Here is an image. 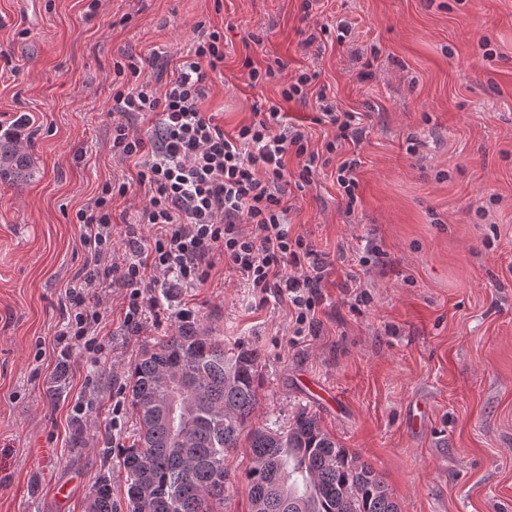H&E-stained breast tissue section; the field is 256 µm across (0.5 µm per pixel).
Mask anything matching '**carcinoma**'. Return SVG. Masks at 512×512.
Segmentation results:
<instances>
[{"label":"carcinoma","instance_id":"obj_1","mask_svg":"<svg viewBox=\"0 0 512 512\" xmlns=\"http://www.w3.org/2000/svg\"><path fill=\"white\" fill-rule=\"evenodd\" d=\"M27 168L14 139L1 140L0 177ZM258 361L257 352L226 348L194 321L144 351L130 377L138 439L122 455L129 483L143 495L126 491L128 512H224L238 486L212 459H229L243 435L251 512L259 502L263 512H399L373 467L332 440L315 416L303 412L285 429L252 424ZM184 397L194 400L186 414L178 411ZM86 512H120L110 484L93 487Z\"/></svg>","mask_w":512,"mask_h":512}]
</instances>
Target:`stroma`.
I'll return each instance as SVG.
<instances>
[{"label": "stroma", "mask_w": 512, "mask_h": 512, "mask_svg": "<svg viewBox=\"0 0 512 512\" xmlns=\"http://www.w3.org/2000/svg\"><path fill=\"white\" fill-rule=\"evenodd\" d=\"M343 19L344 43L313 36ZM200 20L224 35L207 108L225 131L279 96L278 84L250 86L244 57L318 73L306 101L284 105L312 149L336 144L311 185L287 187L290 236L327 264L318 333L295 335L285 303L259 302L220 266L200 287L154 288L137 330L113 288L105 355L74 351L57 379L65 290L87 262L75 215L104 183L136 175L112 153L113 64L151 56L149 75L166 81ZM320 90L360 113L361 142L311 123ZM20 115L33 175L0 179V512H84L103 480L125 502L119 461L139 423L127 405L111 427L112 406L183 310L259 352L256 425L316 415L399 512H512V0H0V136ZM354 154L349 213L336 168ZM304 378L329 388L333 407ZM417 400L428 417L414 431Z\"/></svg>", "instance_id": "obj_1"}]
</instances>
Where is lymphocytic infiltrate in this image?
<instances>
[{
	"label": "lymphocytic infiltrate",
	"instance_id": "1",
	"mask_svg": "<svg viewBox=\"0 0 512 512\" xmlns=\"http://www.w3.org/2000/svg\"><path fill=\"white\" fill-rule=\"evenodd\" d=\"M194 29V48L178 59L165 83L148 76L145 60L125 56L113 64L110 110L120 119L112 125V152L120 160H135L137 180L105 183L76 215L92 264L69 291L73 308L56 337L58 376H66L74 350L104 352L99 335L112 285L125 288L124 322L138 328L156 304L150 292L160 281L198 287L219 261L260 301L274 297L287 303L295 335L315 328L324 264L304 237L289 236L285 188L292 173L297 187L310 185L319 154L303 131L285 123L282 109L305 100L316 76L303 69L286 76L287 66L278 58L263 68L249 66L251 84L284 78L281 98L225 133L215 113L204 109L213 75L224 65V37L201 21ZM132 116L153 119V130L145 134L131 127ZM313 122L331 125L340 140L357 142L364 134L358 113L339 111L328 100L321 101ZM134 184L144 191L136 221L153 233L142 238L127 230L129 253L120 259L112 199Z\"/></svg>",
	"mask_w": 512,
	"mask_h": 512
}]
</instances>
